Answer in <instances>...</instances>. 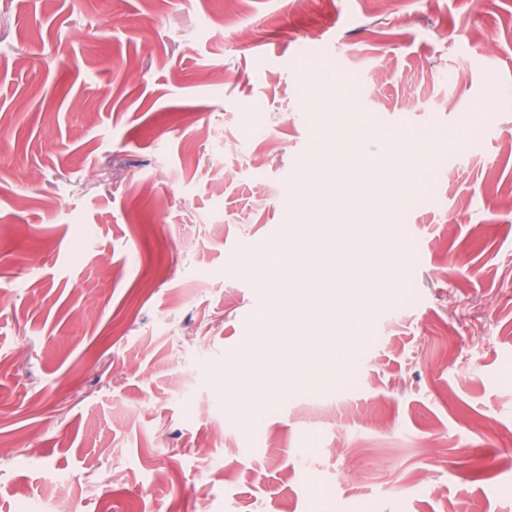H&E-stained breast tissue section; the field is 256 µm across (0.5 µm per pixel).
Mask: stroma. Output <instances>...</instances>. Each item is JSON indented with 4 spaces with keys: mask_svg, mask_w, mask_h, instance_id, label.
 <instances>
[{
    "mask_svg": "<svg viewBox=\"0 0 512 512\" xmlns=\"http://www.w3.org/2000/svg\"><path fill=\"white\" fill-rule=\"evenodd\" d=\"M0 0V512H512V0ZM413 139L357 327L261 425L253 261L320 118ZM442 178H434V170Z\"/></svg>",
    "mask_w": 512,
    "mask_h": 512,
    "instance_id": "obj_1",
    "label": "stroma"
}]
</instances>
